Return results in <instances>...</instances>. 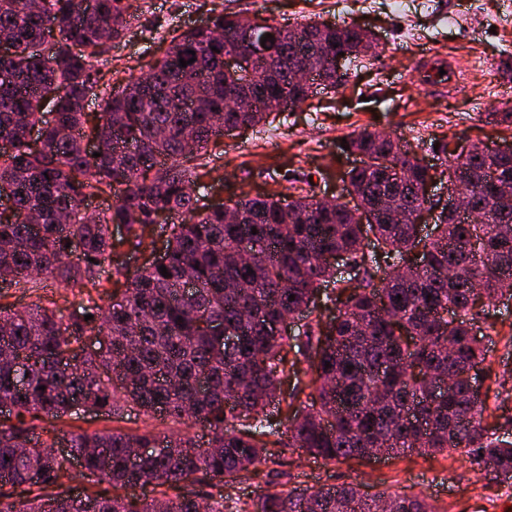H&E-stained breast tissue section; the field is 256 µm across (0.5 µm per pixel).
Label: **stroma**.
<instances>
[{
  "label": "stroma",
  "mask_w": 512,
  "mask_h": 512,
  "mask_svg": "<svg viewBox=\"0 0 512 512\" xmlns=\"http://www.w3.org/2000/svg\"><path fill=\"white\" fill-rule=\"evenodd\" d=\"M126 35L105 54L102 79L88 100V113L101 112L112 88L145 74L166 50L173 31L213 22L219 13L260 16L279 25L316 18L375 33V54L346 66L347 82L337 91L315 89L293 111L270 124L224 137L210 157L209 199L230 200L270 191L291 194L292 183H311L316 194L344 197L342 177L357 159L341 150L344 139L369 129L403 139L419 158L438 163L437 144L466 146L481 141L512 142V128L486 124L485 116L512 107V79L500 61L512 54V0H140ZM452 66L454 89L424 77L427 61ZM487 348L481 393L494 408L497 435L512 438V304L487 307L473 326ZM126 432L164 435L183 430L198 438L209 431L132 411L112 422L102 412L46 423V430L93 432L112 426ZM353 483L362 492L423 498L432 512H512V483L488 480L466 457L421 455L328 463L296 448L279 463L262 466L258 477L234 485L235 497H258L269 488H318Z\"/></svg>",
  "instance_id": "stroma-1"
}]
</instances>
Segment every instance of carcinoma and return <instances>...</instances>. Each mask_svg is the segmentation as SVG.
<instances>
[{
    "label": "carcinoma",
    "instance_id": "carcinoma-1",
    "mask_svg": "<svg viewBox=\"0 0 512 512\" xmlns=\"http://www.w3.org/2000/svg\"><path fill=\"white\" fill-rule=\"evenodd\" d=\"M82 2L0 0V34L15 47L14 57L0 58V141L11 145L0 152V183L13 188L0 209V281L30 289L41 274L100 295L114 225L126 228L134 251L164 237L165 257L143 267L121 300L103 306L90 297L66 318L41 299L0 306V405L14 409V420L0 419V486L28 495L5 501L0 493V512H427L417 497L367 496L352 483L268 489L253 511L247 502L233 506L225 489L287 448L328 462L367 459L372 448L398 456L463 449L492 479L512 480V440L483 425L488 407L476 388L485 351L472 331L485 307L512 296V202L502 200L512 152L442 146L438 177L464 183L486 221L469 224L443 207L428 240L411 223L427 203L420 189L428 169L399 140L367 130L347 140L362 166L344 183L373 221L360 224L346 204L322 205L309 189L288 200L231 202L240 217L231 223L198 187L209 146L226 129L267 121L274 101L303 104L308 89L288 76L295 60H310L332 91L340 87L336 56L367 54L373 39L318 20L284 26L226 14L173 36L147 73L108 95L86 131L104 39H121L139 5L94 0L84 10ZM269 32L273 54L225 75L224 56ZM34 43L48 44V54L26 53ZM181 58L194 62L182 67ZM45 94L57 103L52 125L39 108ZM111 192V206L87 214L88 198ZM161 214L189 222L159 223ZM245 237L255 246L249 260L239 255ZM338 252L350 266L342 279L329 262ZM331 282L325 299L335 313L307 325L300 349L297 336L276 326L308 310ZM218 326L234 342L215 335ZM89 334L99 337L93 352L83 346ZM302 361L311 378L289 393L292 412L279 428L270 406ZM78 404L116 418L136 409L200 424L210 438L112 428L42 439L40 422L70 416ZM60 446L68 452H51ZM135 448L153 452L134 458ZM77 458L81 499L66 489ZM201 479L213 488L204 500L185 490ZM133 484L158 495L142 502L110 494Z\"/></svg>",
    "mask_w": 512,
    "mask_h": 512
}]
</instances>
